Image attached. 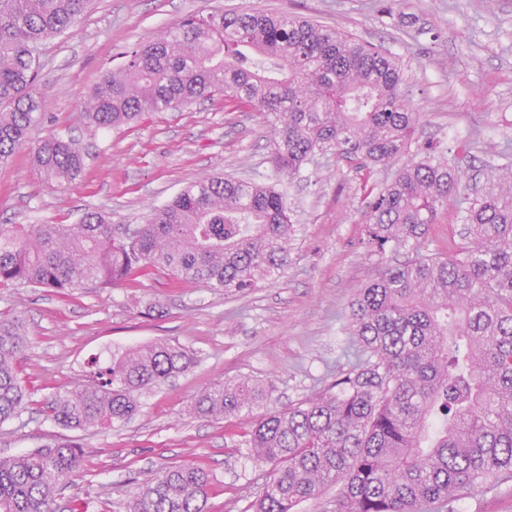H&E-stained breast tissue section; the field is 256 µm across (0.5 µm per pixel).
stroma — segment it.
<instances>
[{
  "mask_svg": "<svg viewBox=\"0 0 512 512\" xmlns=\"http://www.w3.org/2000/svg\"><path fill=\"white\" fill-rule=\"evenodd\" d=\"M252 10L306 16L400 58L424 114L416 146L450 150L470 141L462 166L476 185L504 164L501 149L512 151V0H94L43 45L35 86L43 119L27 133L31 144L53 132L74 139L86 154L84 170L58 190L19 154L0 168V224H75L96 210L131 227L186 185L233 176L278 185L293 231L285 272L241 292L175 288L162 269L140 275L133 288L63 294L0 285V313L18 318L30 339L17 366L30 406L0 424V458L68 440L84 450L83 465L60 482L55 512L77 504L119 512L136 483L190 461L203 463L220 486L207 512H249L268 476L242 443L251 417H199L189 404L206 389L248 379L268 386V408L285 410L356 360L349 304L379 261L361 244V202L399 162L367 173L319 154L293 178L279 176L266 118L221 99L151 112L117 131L84 118L94 85L120 66L123 52L193 14ZM160 339L186 347L195 363L143 393L131 421L68 430L40 415L44 402L86 380L93 360ZM425 512H512V477Z\"/></svg>",
  "mask_w": 512,
  "mask_h": 512,
  "instance_id": "1",
  "label": "stroma"
}]
</instances>
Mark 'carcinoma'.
I'll return each mask as SVG.
<instances>
[{
  "mask_svg": "<svg viewBox=\"0 0 512 512\" xmlns=\"http://www.w3.org/2000/svg\"><path fill=\"white\" fill-rule=\"evenodd\" d=\"M92 0H0V166L13 162L43 118L34 90L45 41L65 33ZM396 57L291 13L195 15L125 53L104 74L86 118L100 129L145 112L224 97L265 115L279 174L332 153L359 170L409 152L423 113L408 100ZM43 183L80 176L85 154L51 134L29 148ZM464 172L424 147L390 183L365 194V241L383 258L350 304L359 361L327 389L271 410L244 434L269 467L253 512H295L337 486L326 512H421L512 473V168L459 197ZM455 203L457 238L429 249V230ZM292 224L273 187L214 177L183 188L144 224L118 231L101 213L77 224H0V284L65 291L106 288L151 268L178 283L253 288L288 266ZM28 343L0 318V423L26 406L16 364ZM182 346L158 341L101 366L41 413L71 430L127 422L141 393L188 371ZM268 398L248 380L201 394L194 413L251 415ZM76 442L0 459V512H52L61 479L77 469ZM218 491L195 463L138 483L123 512H204Z\"/></svg>",
  "mask_w": 512,
  "mask_h": 512,
  "instance_id": "1",
  "label": "carcinoma"
}]
</instances>
